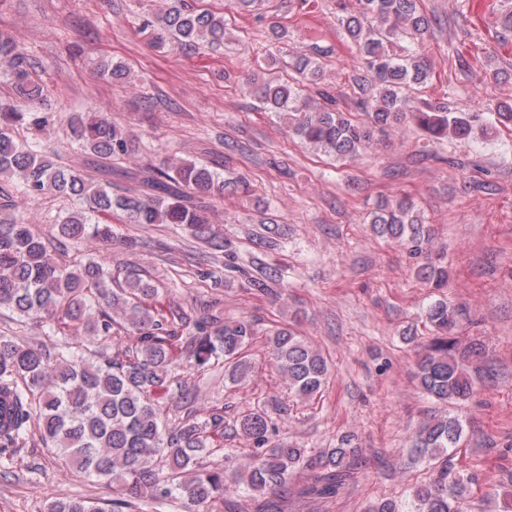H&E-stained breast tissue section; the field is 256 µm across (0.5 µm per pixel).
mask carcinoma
<instances>
[{
  "mask_svg": "<svg viewBox=\"0 0 512 512\" xmlns=\"http://www.w3.org/2000/svg\"><path fill=\"white\" fill-rule=\"evenodd\" d=\"M343 10L339 25L373 90L368 121H352L326 91L321 95L327 106L311 107L293 84L254 77L250 93L264 111L285 119L302 143L343 159L354 156L374 132L385 133L408 118L431 140L470 135L467 113L415 105L404 94L430 72L419 49L429 22L418 0H356L354 9ZM141 29L154 47L224 46V15L193 9L186 0H166L164 10L142 19ZM0 65L18 96L12 105L0 104V178L13 181L22 199L50 195L75 201V209L47 237L21 211L0 221V311L61 337L49 351L0 335V392L14 399L11 424L0 425V450L23 448L37 434L65 465L116 493L110 511L101 501L71 497L51 501L48 512H143V504L172 498L182 501L184 512H197L239 490L249 496L286 493L294 476L308 468L319 475L304 493H339L360 456L353 437L341 438L315 457L305 448L273 445L277 424L262 405L235 420V434L250 442L252 452L243 468L227 477L224 466L203 464L216 448L213 434L224 432V409L201 410L186 401L175 405L185 413L172 417L155 399L181 370L205 372L222 365L224 382L243 385L254 368L249 350L258 335L255 320L226 318L207 304L190 311L175 301L165 304L139 270L116 278L102 256L68 263L57 257L88 236L111 243L112 225L101 217H112L114 210L127 224L186 227L212 252H220L227 244L208 227L197 199L224 196V177L206 164L170 158L160 168L141 169L137 189L118 193L112 167L131 152L126 133L95 112L70 114V138L84 152L76 165L61 162L54 148L19 140V128L49 122L36 109L44 82L28 55L3 33ZM295 69L311 84L321 78L310 56L298 57ZM97 72L111 82L128 76L122 62H101ZM368 223L376 236L423 258L415 270L419 280L436 290L448 286V267L431 258L433 228L423 223L412 201L381 205L368 215ZM277 278L260 253L243 265L224 264L226 284L237 282L258 295L271 293ZM423 317L432 337L419 354L418 384L441 402H464L482 377L476 358L483 345L456 336L470 315L441 297L425 307ZM74 332L85 335V341H70ZM265 336L289 392L301 400L319 394L330 376L322 352L285 322L273 323ZM465 433L464 421L451 413L422 426L414 448L430 465L428 479L405 499H380L367 512H467L478 483L487 500L497 499L490 477L458 469L449 458L448 449L460 447Z\"/></svg>",
  "mask_w": 512,
  "mask_h": 512,
  "instance_id": "cac0c4a2",
  "label": "carcinoma"
}]
</instances>
